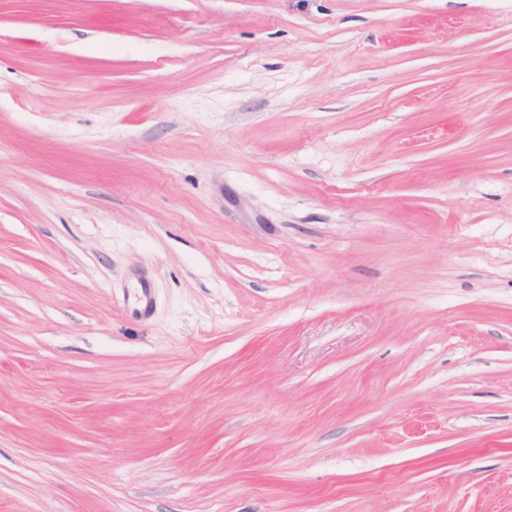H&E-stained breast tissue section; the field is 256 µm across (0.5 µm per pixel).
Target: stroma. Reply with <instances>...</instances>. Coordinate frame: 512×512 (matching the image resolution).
<instances>
[{
  "label": "stroma",
  "mask_w": 512,
  "mask_h": 512,
  "mask_svg": "<svg viewBox=\"0 0 512 512\" xmlns=\"http://www.w3.org/2000/svg\"><path fill=\"white\" fill-rule=\"evenodd\" d=\"M0 512H512V0H0Z\"/></svg>",
  "instance_id": "35a3bbf8"
}]
</instances>
